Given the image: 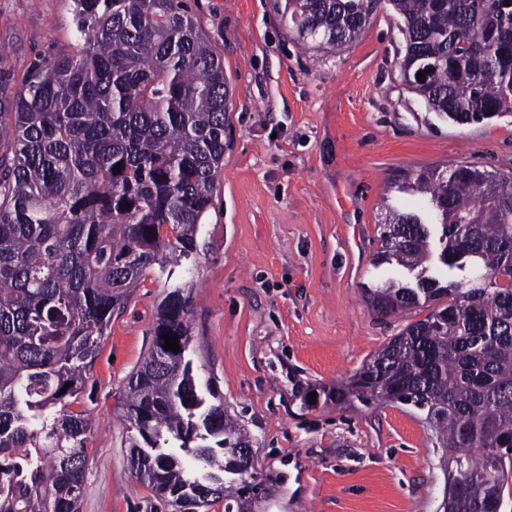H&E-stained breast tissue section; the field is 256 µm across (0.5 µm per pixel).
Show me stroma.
I'll return each instance as SVG.
<instances>
[{
    "instance_id": "1",
    "label": "stroma",
    "mask_w": 512,
    "mask_h": 512,
    "mask_svg": "<svg viewBox=\"0 0 512 512\" xmlns=\"http://www.w3.org/2000/svg\"><path fill=\"white\" fill-rule=\"evenodd\" d=\"M224 62L231 98L224 154L197 250L171 277L149 274L112 314L73 410L93 421L81 512H178L130 471L136 432L119 393L152 341L159 303L191 289L195 357L252 439L264 490L242 512H442V448L424 411L339 402L329 392L408 322L364 290L403 269L374 267L381 205L407 169L464 162L512 171V116L458 125L403 84L401 22L382 0L336 52L299 45L276 0H184ZM0 70L77 48L72 0H0ZM317 387L303 406L295 382Z\"/></svg>"
}]
</instances>
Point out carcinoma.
<instances>
[{"label": "carcinoma", "instance_id": "carcinoma-1", "mask_svg": "<svg viewBox=\"0 0 512 512\" xmlns=\"http://www.w3.org/2000/svg\"><path fill=\"white\" fill-rule=\"evenodd\" d=\"M382 0H284L308 48L356 41ZM402 19L408 90L456 124L512 115V0H388ZM82 48L30 64L14 90L0 71V512H80L91 418L83 392L112 311L154 272L197 248L229 142L224 64L183 0H73ZM431 69L429 79L416 74ZM123 164L117 174L114 166ZM384 205L377 265L469 273L366 289L379 314L425 303L336 400L427 411L454 463L445 512H501L512 474V172L459 163L408 170ZM191 289L161 300L150 349L127 379L137 431L128 463L157 496L224 512L256 479L251 439L200 383ZM178 337L166 350L162 334ZM72 386L60 393L67 383Z\"/></svg>", "mask_w": 512, "mask_h": 512}]
</instances>
